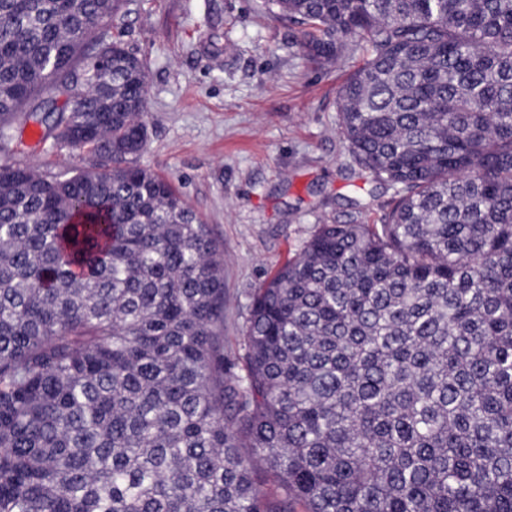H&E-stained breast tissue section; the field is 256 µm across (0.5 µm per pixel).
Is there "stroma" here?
<instances>
[{
	"mask_svg": "<svg viewBox=\"0 0 512 512\" xmlns=\"http://www.w3.org/2000/svg\"><path fill=\"white\" fill-rule=\"evenodd\" d=\"M120 30L148 69V143L138 156L181 193L224 249V349L241 351L256 288L316 225L377 224L392 194L355 175L337 96L367 56L349 43L308 61L295 30L261 0H132ZM17 129L9 163L67 172L83 161Z\"/></svg>",
	"mask_w": 512,
	"mask_h": 512,
	"instance_id": "stroma-1",
	"label": "stroma"
}]
</instances>
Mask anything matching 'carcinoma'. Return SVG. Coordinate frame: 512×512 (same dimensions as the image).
<instances>
[{
	"label": "carcinoma",
	"instance_id": "carcinoma-1",
	"mask_svg": "<svg viewBox=\"0 0 512 512\" xmlns=\"http://www.w3.org/2000/svg\"><path fill=\"white\" fill-rule=\"evenodd\" d=\"M130 3L0 0V155L41 112L89 159L0 162V512H512V0H263L314 63L366 42L340 130L395 199L256 290L238 369Z\"/></svg>",
	"mask_w": 512,
	"mask_h": 512
}]
</instances>
